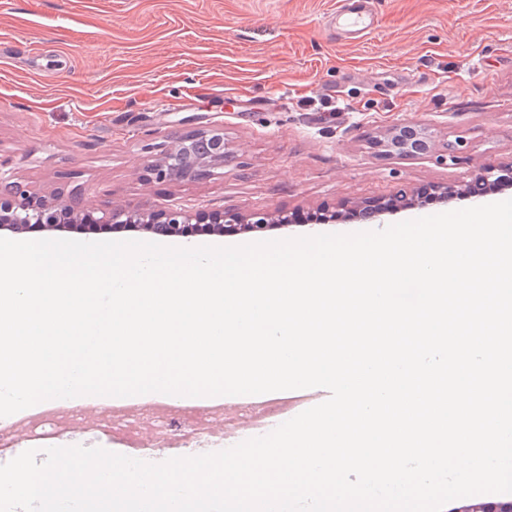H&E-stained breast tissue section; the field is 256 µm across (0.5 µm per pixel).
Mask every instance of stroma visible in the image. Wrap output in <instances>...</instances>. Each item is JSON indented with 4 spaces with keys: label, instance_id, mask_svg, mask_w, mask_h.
<instances>
[{
    "label": "stroma",
    "instance_id": "1",
    "mask_svg": "<svg viewBox=\"0 0 512 512\" xmlns=\"http://www.w3.org/2000/svg\"><path fill=\"white\" fill-rule=\"evenodd\" d=\"M190 116L224 131L229 156L208 178L155 182L151 168ZM411 122L435 149L409 158L373 139ZM455 158H447L448 148ZM512 161V0H0V171L31 192L100 210L168 205L249 217L363 205L400 189H460ZM433 202L377 221L274 224L185 240L146 229L71 240L241 245L381 230L466 208ZM252 409L217 419L181 408L203 439L250 436ZM73 411L59 445L108 440L187 455L155 414L99 432Z\"/></svg>",
    "mask_w": 512,
    "mask_h": 512
}]
</instances>
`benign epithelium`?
<instances>
[{
	"instance_id": "benign-epithelium-1",
	"label": "benign epithelium",
	"mask_w": 512,
	"mask_h": 512,
	"mask_svg": "<svg viewBox=\"0 0 512 512\" xmlns=\"http://www.w3.org/2000/svg\"><path fill=\"white\" fill-rule=\"evenodd\" d=\"M375 146L399 157H416L430 153L433 141L426 130L411 124H401L393 127L385 138L375 141ZM227 157L224 134L213 126L193 135H178L164 146L161 159L154 168L155 179L166 181L208 177L213 170L224 166ZM505 171L512 175V162L483 168L480 177L464 184L463 195L479 199L492 188L512 186L511 179L502 177ZM416 205L411 194L400 189L387 204L354 209L350 217L365 221L398 208H412ZM252 218L255 223L243 224L236 215L229 219L222 212L206 215L189 207L166 208L159 212L125 208L92 210L85 207L76 196L67 199L61 196H37L0 173V229L15 232L39 233L59 229L65 224L82 227L95 224L102 230L136 226L190 239L209 233L237 235L266 224L267 216L264 214L255 213Z\"/></svg>"
}]
</instances>
